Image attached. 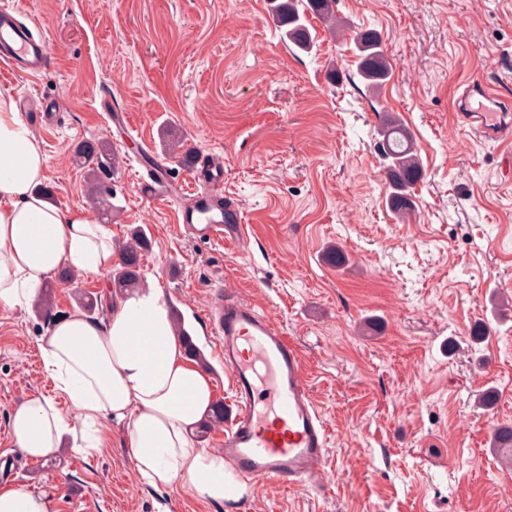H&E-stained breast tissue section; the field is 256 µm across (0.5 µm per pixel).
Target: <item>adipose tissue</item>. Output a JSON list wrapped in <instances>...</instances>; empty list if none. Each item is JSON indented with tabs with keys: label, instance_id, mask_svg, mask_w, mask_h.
Instances as JSON below:
<instances>
[{
	"label": "adipose tissue",
	"instance_id": "adipose-tissue-1",
	"mask_svg": "<svg viewBox=\"0 0 512 512\" xmlns=\"http://www.w3.org/2000/svg\"><path fill=\"white\" fill-rule=\"evenodd\" d=\"M44 169L33 130L13 102L0 99L1 309L28 304L59 269L100 281L114 267L110 226L46 199ZM39 350L72 411L39 394L13 409V444L27 457L52 456L73 432V418L108 420L121 426L122 446L145 486L186 488L214 503L241 496L223 455L196 437L214 404L212 380L187 356L156 284L114 297L100 321L73 309L41 336Z\"/></svg>",
	"mask_w": 512,
	"mask_h": 512
}]
</instances>
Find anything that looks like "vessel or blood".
Masks as SVG:
<instances>
[{
  "mask_svg": "<svg viewBox=\"0 0 512 512\" xmlns=\"http://www.w3.org/2000/svg\"><path fill=\"white\" fill-rule=\"evenodd\" d=\"M47 55V36L24 0H0V64L34 77ZM498 102L486 84L474 81L460 93L457 110L477 135L498 139L507 132L497 116ZM139 192L149 201L173 195L169 181L155 179L140 181ZM176 221L193 238L209 242L244 235L243 225L225 224L223 208L206 192L179 205ZM211 322L236 406L222 450L230 471L249 490L259 478L289 488L317 484L329 434L300 349L256 305L233 295L216 294Z\"/></svg>",
  "mask_w": 512,
  "mask_h": 512,
  "instance_id": "vessel-or-blood-1",
  "label": "vessel or blood"
}]
</instances>
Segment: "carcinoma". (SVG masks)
Masks as SVG:
<instances>
[{
  "instance_id": "carcinoma-1",
  "label": "carcinoma",
  "mask_w": 512,
  "mask_h": 512,
  "mask_svg": "<svg viewBox=\"0 0 512 512\" xmlns=\"http://www.w3.org/2000/svg\"><path fill=\"white\" fill-rule=\"evenodd\" d=\"M272 18L282 30L283 40L298 50L310 53L318 45V32L310 30V18L321 19L328 32H336L338 21L335 0H268ZM356 75L372 90L381 87L389 77L390 67L379 39L373 34H362L354 38ZM378 151L389 176L388 203L391 210L404 218L412 209V194L420 175V164L411 134L400 124L389 121L381 126ZM111 158L104 142H86L74 154L79 165L89 167V183L96 195L99 212L106 216L112 212V190L99 185L96 170ZM149 248L145 231L135 227L130 231V242L126 245L120 266L112 274V287L120 292L137 288L142 282L140 257ZM189 357L202 366L207 360L193 342L182 321H177Z\"/></svg>"
}]
</instances>
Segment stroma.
Segmentation results:
<instances>
[{
    "instance_id": "obj_1",
    "label": "stroma",
    "mask_w": 512,
    "mask_h": 512,
    "mask_svg": "<svg viewBox=\"0 0 512 512\" xmlns=\"http://www.w3.org/2000/svg\"><path fill=\"white\" fill-rule=\"evenodd\" d=\"M50 53L39 77L0 73V98L48 101L31 121L44 184L64 208L93 212L85 141L120 164L113 241L140 225L141 258L209 362L216 401L232 392L208 313L215 291L251 302L302 349L329 431L327 487L258 482L212 504L144 486L119 443L84 457L66 438L34 461L8 416L32 394L66 407L38 340L91 280L57 284L53 307L0 310V472L10 488L52 491L56 512H512V459L491 438L512 425V141H485L456 117L457 87L479 80L512 100V0H336L343 26L317 50L287 46L266 0H27ZM375 33L391 75L356 84L352 36ZM127 113L144 143L118 137L103 104ZM411 132L420 159L414 206L396 221L375 148L386 120ZM182 141L224 166L217 198L245 227L237 243L187 237L174 206L138 194L148 149L177 192L197 185L162 149ZM107 159L113 162L115 160L114 157L111 158L110 150L103 141L97 143L85 142L77 148L74 154V160L77 164L90 167V162L95 160L94 164L98 170L103 167Z\"/></svg>"
}]
</instances>
